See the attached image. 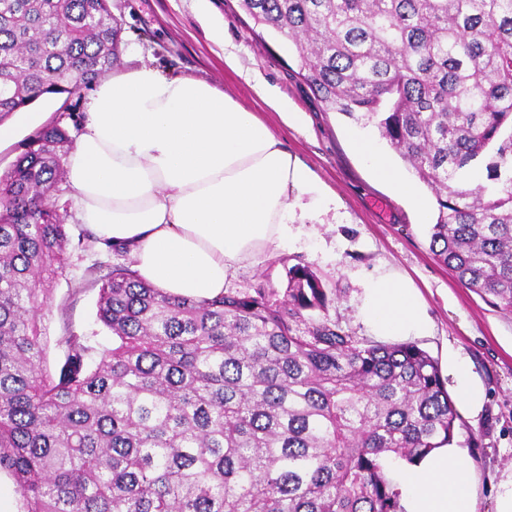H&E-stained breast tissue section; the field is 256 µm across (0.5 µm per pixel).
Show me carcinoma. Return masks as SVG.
<instances>
[{"label": "carcinoma", "mask_w": 512, "mask_h": 512, "mask_svg": "<svg viewBox=\"0 0 512 512\" xmlns=\"http://www.w3.org/2000/svg\"><path fill=\"white\" fill-rule=\"evenodd\" d=\"M287 36L326 110L374 125L436 198L430 251L512 310V0H241ZM111 0H0V113L119 63ZM60 123L0 174V472L23 512H404L392 462L454 444L460 416L417 344L361 341L308 266L286 287L171 297L133 262L101 279L112 348L68 332L43 369ZM476 166L489 184H472Z\"/></svg>", "instance_id": "carcinoma-1"}]
</instances>
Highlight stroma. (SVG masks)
<instances>
[{
    "label": "stroma",
    "instance_id": "stroma-1",
    "mask_svg": "<svg viewBox=\"0 0 512 512\" xmlns=\"http://www.w3.org/2000/svg\"><path fill=\"white\" fill-rule=\"evenodd\" d=\"M112 12L125 28L120 67L138 65L140 52L148 51L162 68L208 80L272 126L288 152L336 195V212L325 223L293 225L297 243L232 272L225 291L243 293L261 284L282 288L286 267L310 266L336 292L329 319L350 335L371 341L375 335L361 313L366 281L384 273L410 278L432 320L427 332L414 336V343L437 359L452 399L460 397L448 365L452 356L465 363L468 380L484 391L480 412L458 405L462 425L454 448L473 465L475 512H496L500 484L512 478V312L464 288L436 260L429 250V227L419 222L411 201L380 180L360 157L352 136L363 128L326 111L298 74L293 44L280 35H256L240 0H112ZM215 21L224 25L220 43L209 33ZM260 82L304 113L303 128L283 125L258 94ZM85 96L82 90L67 99L50 94L32 109L45 113L48 121L61 122L74 137L84 118ZM363 130L371 134L375 128ZM58 206L71 241L40 322L44 367L53 375L64 360L57 346L64 330L91 337L98 350L111 348V332L96 319L98 291L90 282L126 261L101 244L81 249L77 238L88 227L77 220L72 196H62ZM83 281L88 284L84 290L79 287ZM75 287L80 290L76 296L71 293Z\"/></svg>",
    "mask_w": 512,
    "mask_h": 512
}]
</instances>
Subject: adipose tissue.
<instances>
[{"instance_id":"adipose-tissue-1","label":"adipose tissue","mask_w":512,"mask_h":512,"mask_svg":"<svg viewBox=\"0 0 512 512\" xmlns=\"http://www.w3.org/2000/svg\"><path fill=\"white\" fill-rule=\"evenodd\" d=\"M67 158L77 217L126 250L163 293L212 299L230 273L272 255L292 227L336 207V195L273 130L208 81L143 63L102 77ZM376 335L428 330L417 288L394 275L365 285ZM467 459L440 448L403 468L405 512H474Z\"/></svg>"}]
</instances>
